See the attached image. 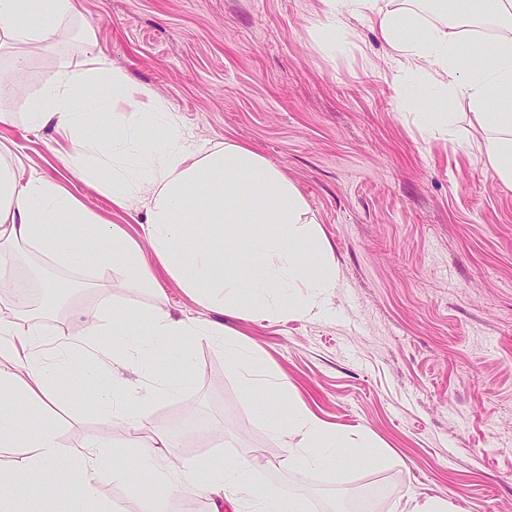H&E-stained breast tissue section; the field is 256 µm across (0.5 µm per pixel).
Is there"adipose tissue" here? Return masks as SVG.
Instances as JSON below:
<instances>
[{"label": "adipose tissue", "mask_w": 512, "mask_h": 512, "mask_svg": "<svg viewBox=\"0 0 512 512\" xmlns=\"http://www.w3.org/2000/svg\"><path fill=\"white\" fill-rule=\"evenodd\" d=\"M322 2L328 43L345 16L361 17L378 28L397 71L430 77L437 95L421 114L430 132L447 131L449 103L467 106L471 126L487 134L486 161L512 186V0H462L465 16L492 27L489 44L429 23L399 0ZM77 14L78 0H0V49L13 51L0 66V125L13 123L4 103L23 100L28 125L52 128L66 142L71 172L119 210L144 205L143 234L136 238L104 221L0 141V283L25 244L49 266L104 264L131 283L155 284L156 269H163L204 300V312L176 318L161 302L118 308L109 289L100 290L102 311L82 313L58 348L80 360L74 385L122 437L105 432L71 450L61 446L48 411L58 371L41 350L45 316L1 294L0 447L17 449L20 460L0 477V512H112L99 488L128 480L141 512H163L165 489L178 486L222 493L240 512H306L301 497L260 480L258 457L189 462L178 456L172 435H159L149 449L143 436L156 393L176 396L191 385L193 347L204 340L223 342L228 363L243 374L245 395H287L285 376L262 350L208 315H323L337 286L326 242L304 196L279 169L236 142L198 146L168 102L97 54L92 32L84 34L85 70L58 58L55 80L22 95L18 75L33 54L55 51ZM91 86L105 95L88 98ZM100 126L110 128L108 137L97 135ZM128 367L137 380L124 376ZM263 424L287 448L284 464L291 468L333 470L346 453L370 445L368 435L349 438L300 402Z\"/></svg>", "instance_id": "1"}]
</instances>
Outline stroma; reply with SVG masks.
<instances>
[{
  "instance_id": "stroma-1",
  "label": "stroma",
  "mask_w": 512,
  "mask_h": 512,
  "mask_svg": "<svg viewBox=\"0 0 512 512\" xmlns=\"http://www.w3.org/2000/svg\"><path fill=\"white\" fill-rule=\"evenodd\" d=\"M55 52L30 60L29 92L53 80L58 56L85 69L83 30L135 83L169 102L202 144L230 138L265 156L309 206L336 264L338 288L321 317L231 325L288 378L290 393L343 431L367 432L381 458L345 456L333 472L281 466L285 453L261 419L266 398L245 400L223 346L194 347L196 373L178 397L157 398L148 425L169 432L192 414L222 430L220 445L182 444L189 461L260 453L264 481L325 512L328 492L367 487L365 512H392L410 493L448 498L455 512H512V187L479 155L454 152L421 130L377 28L346 18L335 47L321 34V0H78ZM1 133L25 164L56 178L107 221L141 231L62 160L52 129L31 130L21 102ZM83 281L66 294L47 334L77 313L163 300L174 316L200 305L168 275L159 289L124 282L106 266L60 268ZM61 444L105 427L67 373L56 382Z\"/></svg>"
}]
</instances>
